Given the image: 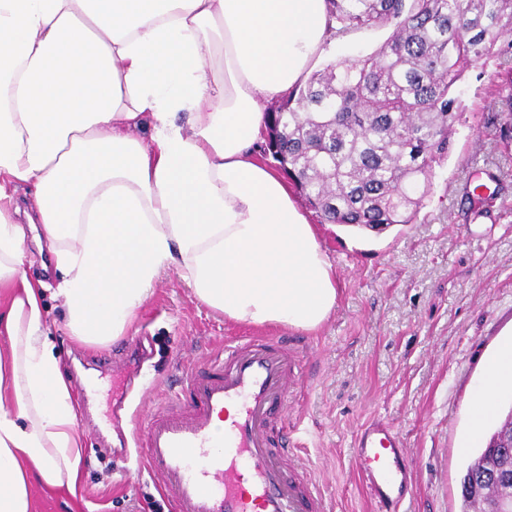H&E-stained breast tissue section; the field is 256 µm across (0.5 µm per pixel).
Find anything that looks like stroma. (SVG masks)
Returning a JSON list of instances; mask_svg holds the SVG:
<instances>
[{"instance_id": "1", "label": "stroma", "mask_w": 512, "mask_h": 512, "mask_svg": "<svg viewBox=\"0 0 512 512\" xmlns=\"http://www.w3.org/2000/svg\"><path fill=\"white\" fill-rule=\"evenodd\" d=\"M388 35L349 33L310 68L371 54ZM509 82L512 53L465 70L451 149L415 223L373 233L308 211L338 279L336 308L318 332L226 320L168 270L128 335L84 344L46 292L49 339L73 394L91 377L98 388L81 406L80 496L32 483L37 512H143L148 499H162L159 479L123 457L131 420L167 408L187 367L208 364L242 335L288 338L302 360L305 384L288 400V423L327 512H371L353 461L356 431L371 420L389 423L406 445L413 492L403 512H462L463 471L494 427L470 436L472 392L512 334V143L499 138L512 115L500 90ZM475 180L496 205L469 203Z\"/></svg>"}]
</instances>
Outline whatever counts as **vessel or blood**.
<instances>
[{
  "mask_svg": "<svg viewBox=\"0 0 512 512\" xmlns=\"http://www.w3.org/2000/svg\"><path fill=\"white\" fill-rule=\"evenodd\" d=\"M301 375L283 340L258 336L225 346L207 368L186 369L169 408L139 429L145 467L161 476L172 512H326L288 451L285 411ZM228 406L235 413L216 430ZM354 461L376 512H401L412 480L399 432L366 423L355 435Z\"/></svg>",
  "mask_w": 512,
  "mask_h": 512,
  "instance_id": "vessel-or-blood-1",
  "label": "vessel or blood"
}]
</instances>
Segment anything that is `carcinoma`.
Wrapping results in <instances>:
<instances>
[{
    "instance_id": "1",
    "label": "carcinoma",
    "mask_w": 512,
    "mask_h": 512,
    "mask_svg": "<svg viewBox=\"0 0 512 512\" xmlns=\"http://www.w3.org/2000/svg\"><path fill=\"white\" fill-rule=\"evenodd\" d=\"M342 34L391 28L373 53L318 70L268 112L267 151L329 224L380 231L412 224L435 167L448 157L465 68L512 49V0H328ZM461 484L487 469H512L491 445ZM464 510L494 512L512 487L462 490Z\"/></svg>"
}]
</instances>
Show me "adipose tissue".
Returning <instances> with one entry per match:
<instances>
[{"instance_id": "adipose-tissue-1", "label": "adipose tissue", "mask_w": 512, "mask_h": 512, "mask_svg": "<svg viewBox=\"0 0 512 512\" xmlns=\"http://www.w3.org/2000/svg\"><path fill=\"white\" fill-rule=\"evenodd\" d=\"M335 34L328 0H0V512H34L33 478L77 494L82 466L28 240L84 343L127 335L168 269L233 322L329 318L335 269L252 148ZM508 391L512 340L473 390L472 432Z\"/></svg>"}]
</instances>
